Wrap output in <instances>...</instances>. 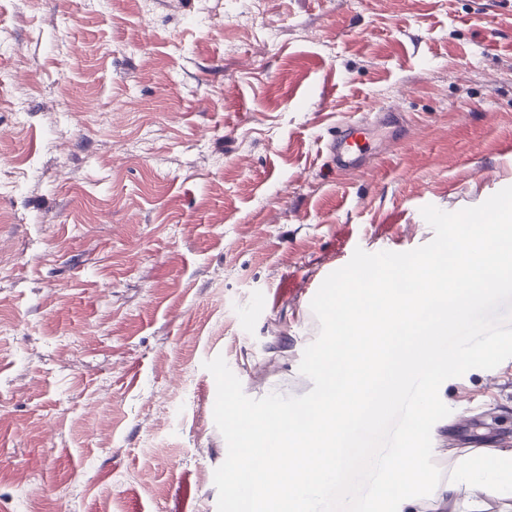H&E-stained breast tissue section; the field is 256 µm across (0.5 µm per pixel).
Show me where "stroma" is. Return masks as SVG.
<instances>
[{"label": "stroma", "instance_id": "1", "mask_svg": "<svg viewBox=\"0 0 512 512\" xmlns=\"http://www.w3.org/2000/svg\"><path fill=\"white\" fill-rule=\"evenodd\" d=\"M0 28V512H217L205 361L307 393L326 276L512 186V0H0ZM439 393L472 412L433 471L512 443V359ZM366 130L365 123L355 121L347 129L336 131V136L328 142L329 150L336 159V168L348 169L359 165Z\"/></svg>", "mask_w": 512, "mask_h": 512}]
</instances>
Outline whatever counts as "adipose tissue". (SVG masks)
<instances>
[{"label":"adipose tissue","instance_id":"ef3b65f1","mask_svg":"<svg viewBox=\"0 0 512 512\" xmlns=\"http://www.w3.org/2000/svg\"><path fill=\"white\" fill-rule=\"evenodd\" d=\"M433 445L418 446L420 434ZM441 434L428 419L409 426L404 447L394 449L368 512H425L420 489H429L434 512H512V448H473L457 456L447 475L428 461L442 455Z\"/></svg>","mask_w":512,"mask_h":512}]
</instances>
